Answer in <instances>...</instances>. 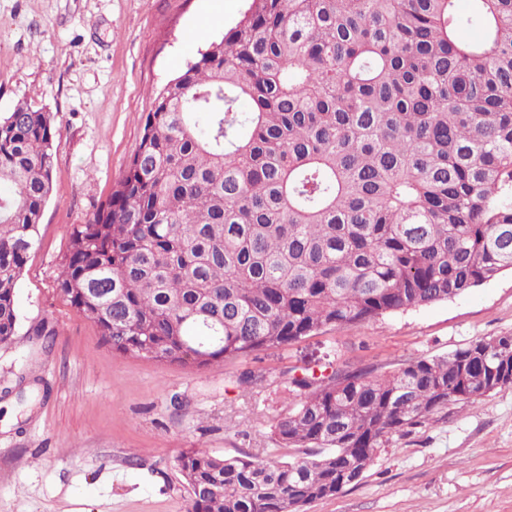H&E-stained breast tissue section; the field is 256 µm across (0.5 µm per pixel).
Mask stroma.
Wrapping results in <instances>:
<instances>
[{
  "label": "stroma",
  "instance_id": "obj_1",
  "mask_svg": "<svg viewBox=\"0 0 512 512\" xmlns=\"http://www.w3.org/2000/svg\"><path fill=\"white\" fill-rule=\"evenodd\" d=\"M247 0H0V118L51 111L54 172L39 244L18 283L20 325L0 348V512H184L189 448L265 453L292 369L350 360L393 369L512 335V272L469 293L326 329L282 351L202 370L112 351L58 295L73 225L104 203L137 150L156 91L221 39ZM54 330L43 348L34 331ZM244 370L276 384L243 391ZM235 430H228V422ZM306 512H512V387L449 406L382 448L356 486Z\"/></svg>",
  "mask_w": 512,
  "mask_h": 512
}]
</instances>
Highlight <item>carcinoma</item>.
I'll list each match as a JSON object with an SVG mask.
<instances>
[{"instance_id": "cac0c4a2", "label": "carcinoma", "mask_w": 512, "mask_h": 512, "mask_svg": "<svg viewBox=\"0 0 512 512\" xmlns=\"http://www.w3.org/2000/svg\"><path fill=\"white\" fill-rule=\"evenodd\" d=\"M475 25L479 38L462 41ZM52 115L0 120V346L38 242ZM58 295L120 353L201 370L460 296L512 270V0H251L154 95L72 227ZM512 375V335L288 381L267 460L191 448L186 512H302L376 449ZM269 381L243 371L244 390Z\"/></svg>"}]
</instances>
